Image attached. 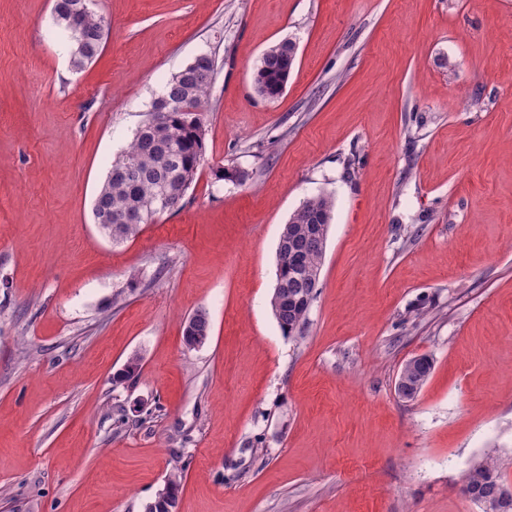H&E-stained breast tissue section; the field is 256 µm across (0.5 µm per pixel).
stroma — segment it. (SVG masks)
<instances>
[{"label": "stroma", "instance_id": "obj_1", "mask_svg": "<svg viewBox=\"0 0 512 512\" xmlns=\"http://www.w3.org/2000/svg\"><path fill=\"white\" fill-rule=\"evenodd\" d=\"M52 5L0 0V512H144L177 469L178 512H479L472 461L512 476V0H97L109 36L81 71ZM286 38L271 99L255 71ZM205 53L197 177L112 243L108 169ZM317 195L291 336L277 244ZM297 54L296 43L290 39H284L270 46L262 55L256 72V85L258 91L268 97L275 98L281 92V86L287 83L288 62L291 61V69L294 66ZM332 209L333 200L329 196L319 195L309 198L291 214L285 225H292V229L298 233L299 231L295 230L296 226L309 224L305 225L301 231L323 237L326 231L324 224H330ZM327 239L302 240L297 247L300 251L299 270L290 272L289 257L285 253L280 258V263L286 268L285 277L282 280L284 288L278 292V302L273 312L281 329L288 333H302L308 320L310 308H305L298 303V297L303 293H311L312 301L317 294L319 275L325 253ZM210 331L211 325L207 313L199 310L185 322L184 341L186 338V342L191 346L203 345L207 342ZM413 367L404 375H399V379H404L405 399H413L421 391L428 380L432 368L433 360L427 355L415 356Z\"/></svg>", "mask_w": 512, "mask_h": 512}]
</instances>
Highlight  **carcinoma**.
<instances>
[{"label":"carcinoma","instance_id":"1","mask_svg":"<svg viewBox=\"0 0 512 512\" xmlns=\"http://www.w3.org/2000/svg\"><path fill=\"white\" fill-rule=\"evenodd\" d=\"M92 0H54L53 18L70 42V62L83 70L101 54L108 37L103 15L91 7ZM296 43L284 39L270 46L262 55L256 72L258 91L275 98L288 80V62L296 60ZM215 68V57L201 54L173 75L164 85L160 97L170 99L166 111L150 110L148 119L136 131L123 155L112 165L95 198L93 210L105 221L99 227L115 243L139 234L158 212L140 213L143 202L171 189L182 197L193 182L205 153L202 125L196 118L206 111ZM333 200L319 195L309 198L291 214L288 224H328ZM326 240L300 242L299 270L286 272L284 288L278 292L273 312L281 329L302 333L309 309L299 305L303 293L317 294ZM211 331L210 320L203 310L186 320L183 337L191 345H203ZM433 368L427 355L414 357L413 367L402 375L404 392L413 399L421 391ZM467 493L491 504L496 512H512V494L500 458L487 453L475 460L465 476Z\"/></svg>","mask_w":512,"mask_h":512}]
</instances>
